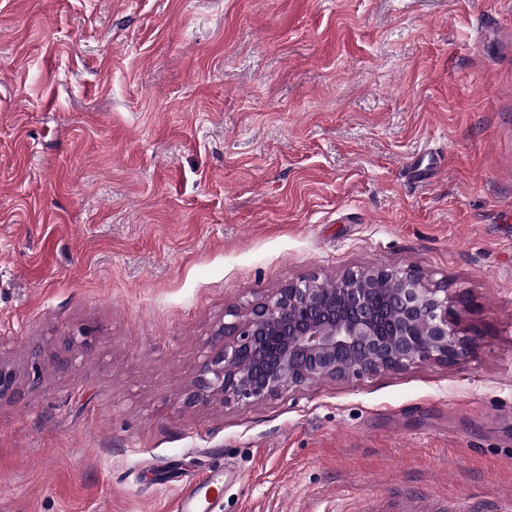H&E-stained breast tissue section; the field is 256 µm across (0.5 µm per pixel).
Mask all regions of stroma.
Here are the masks:
<instances>
[{"instance_id": "obj_1", "label": "stroma", "mask_w": 512, "mask_h": 512, "mask_svg": "<svg viewBox=\"0 0 512 512\" xmlns=\"http://www.w3.org/2000/svg\"><path fill=\"white\" fill-rule=\"evenodd\" d=\"M419 268L455 366L191 405L288 281ZM89 333L74 368L53 356ZM0 512L512 503V0H0ZM219 484L207 479V478H191L186 481L182 489L179 502L177 504V512H195L196 502L199 495L205 491V494L209 490L215 488Z\"/></svg>"}]
</instances>
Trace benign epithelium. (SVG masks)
Segmentation results:
<instances>
[{"mask_svg":"<svg viewBox=\"0 0 512 512\" xmlns=\"http://www.w3.org/2000/svg\"><path fill=\"white\" fill-rule=\"evenodd\" d=\"M458 301L415 268L349 270L277 288L221 325L187 401L256 404L324 380L361 379L429 362L458 365L479 337L458 327ZM32 354L29 385L43 376ZM20 395L16 372L0 363V401Z\"/></svg>","mask_w":512,"mask_h":512,"instance_id":"7a95c632","label":"benign epithelium"}]
</instances>
